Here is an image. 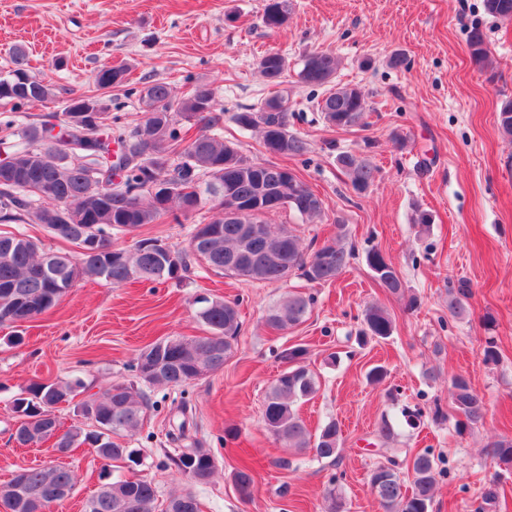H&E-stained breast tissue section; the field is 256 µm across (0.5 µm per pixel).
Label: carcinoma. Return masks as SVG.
Returning a JSON list of instances; mask_svg holds the SVG:
<instances>
[{"label":"carcinoma","mask_w":512,"mask_h":512,"mask_svg":"<svg viewBox=\"0 0 512 512\" xmlns=\"http://www.w3.org/2000/svg\"><path fill=\"white\" fill-rule=\"evenodd\" d=\"M487 14L512 19V0H484ZM288 0H267L263 23L279 28L288 20ZM469 48L472 59L482 64L488 59L483 32L471 31ZM339 66L338 59L328 53H312L305 57L298 72L299 82L324 86L331 82ZM263 78L278 83L288 70L287 58L279 52H268L258 61ZM129 68L123 63H106L93 75L92 94L73 93L65 101L61 116L77 107L81 97L97 106L98 123L91 132L94 149L68 156L57 151L44 121L25 125L16 119L0 121V135L12 142L13 173L0 172V224H40L52 235L77 242L83 236L98 240V246L78 255L46 251L41 243L17 230L0 234V323H17L33 319L53 307L61 296L80 280L103 279L114 286L133 280L149 282L180 281L191 269L190 258L203 260L210 269L238 277L246 269L262 282L282 281L296 273L314 285L334 282L349 265L353 251L338 244L344 225H336V237L322 243L311 239L303 246L301 239L285 225L269 224L265 213L247 214L226 219L221 214L197 225L188 247L176 250L179 266L172 269L165 255L156 247H141L136 241L130 248H118L119 257L108 259L103 249H115L112 231H133L144 224H156L173 208L182 210L184 218L206 209L224 206V191L243 202L275 193L284 186L286 166L273 161L256 163L244 157L234 145L217 133L223 120L214 87L198 82L181 98L172 97L169 85L153 80L136 91L129 87ZM118 90L126 95L139 93L146 115L129 124L109 116L103 95ZM52 85L46 78L31 72L27 54L21 47L12 52V68L0 74V101L19 111L38 101L53 100ZM366 93L356 86L328 89L316 101V110L333 127L357 125L365 108ZM297 118L290 98L284 95L244 106L233 120L243 130H257L263 144L275 155L301 156L309 143L290 130ZM195 120L204 131L188 138L179 122ZM498 124L503 134L512 137V100L502 103ZM336 164L348 176L353 188L367 190L374 182L376 169L365 159L350 153L336 155ZM170 181L171 191L161 197L146 189V171ZM282 208L308 222L322 219V201L308 187ZM69 212L67 232L58 234V214ZM259 224L263 230L251 235L245 225ZM380 287L392 294L402 288L397 269L374 274ZM469 289L448 290V313L462 320L469 315L465 299ZM196 317L206 328L207 336L167 338L142 350L130 365L136 373L143 358L154 361L156 371L147 380L150 386L180 390L198 380L195 368L203 365L217 373L232 356L241 329L237 305L221 298H199ZM313 298L288 294L269 309L266 323L286 331L301 323L309 313ZM364 327L358 344L369 340H385L395 330V320L377 305L366 307ZM310 351L303 345L284 349L281 360L285 369L268 388L264 400L263 421L267 431L281 447L313 452L318 459H336L341 430L336 420H329L316 435L311 434L297 410L301 401L312 399L318 392V380L309 369ZM83 387L80 380L32 382L14 396L11 410L21 420L12 438L22 446L48 441L52 431L62 430L55 448L73 450L92 448L103 462L122 461L141 465L140 453L125 446L118 438L136 432L142 425L147 403L143 394L131 385L111 384L93 394L92 410L99 428L89 430L79 419L63 429L56 415L58 405L72 400V393ZM449 394L457 414L456 430L474 429L483 423L485 408L482 397L470 378L462 373L450 376ZM171 442L178 444L166 452V466L181 471L188 468L195 483L206 484L215 469L210 449L199 442L186 443L185 425L168 431ZM492 455L512 466V439L501 438L490 444ZM406 471H401V466ZM440 475L438 463L430 452L404 450V460L396 457L375 467L369 484L383 512H430ZM233 482L239 493L251 496L255 476L253 469L242 465L235 469ZM75 478L64 465L50 464L38 468H22L16 484L0 487V501L9 512H47L64 500L62 493L72 494ZM499 497L498 485L491 482L480 488L478 512L493 506ZM157 488L144 478H118L110 489L100 490L88 503L86 512H155ZM165 512H201V504L192 493L170 498Z\"/></svg>","instance_id":"obj_1"}]
</instances>
